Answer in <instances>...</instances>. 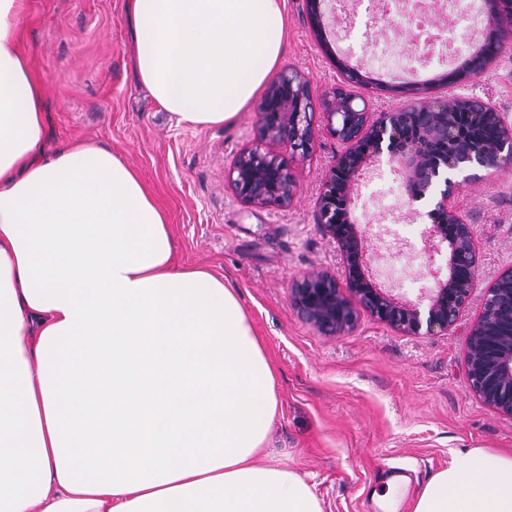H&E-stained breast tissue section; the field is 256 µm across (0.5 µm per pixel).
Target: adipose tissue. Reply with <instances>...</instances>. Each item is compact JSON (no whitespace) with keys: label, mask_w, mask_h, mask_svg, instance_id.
<instances>
[{"label":"adipose tissue","mask_w":512,"mask_h":512,"mask_svg":"<svg viewBox=\"0 0 512 512\" xmlns=\"http://www.w3.org/2000/svg\"><path fill=\"white\" fill-rule=\"evenodd\" d=\"M285 0H129L140 83L188 127L278 66ZM27 0H0V512H323L262 462L275 369L238 294L173 263L167 213L111 150L46 154ZM413 512H512V453L473 448Z\"/></svg>","instance_id":"1"}]
</instances>
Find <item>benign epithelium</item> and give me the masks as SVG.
Segmentation results:
<instances>
[{
	"label": "benign epithelium",
	"instance_id": "benign-epithelium-1",
	"mask_svg": "<svg viewBox=\"0 0 512 512\" xmlns=\"http://www.w3.org/2000/svg\"><path fill=\"white\" fill-rule=\"evenodd\" d=\"M323 2L306 0L308 23L319 38L326 30ZM486 14L492 26L498 28L512 19V4L496 0ZM338 68L343 83L322 99V119L325 131L344 146V151L336 156L323 184L318 223L350 264L347 288L365 311L407 333L417 334L423 328L429 333L444 332L456 325L471 297L477 264L470 224L455 204V190L462 182L453 180L452 174L475 166L498 169L511 161L512 126L505 123L492 101L458 98V104L474 102L481 114L498 120L503 139L493 151L468 145L441 159L434 146L439 142L453 145L458 138L448 101H413L400 109L374 114L368 111L365 99L350 90L352 85L367 84L369 77L360 66L344 59L339 60ZM316 112L317 101L309 80L297 71H284L269 84L258 105L259 138L285 147L291 157L304 161L310 157L314 144ZM384 152L388 153L389 163L400 171L409 202L426 197L435 200L429 212L433 224L423 235L424 253L435 281L434 287L427 289L429 305L424 313L419 304L400 300L365 274L363 253L367 237L350 205L364 166L379 161ZM228 184L245 205L262 208L290 203L296 190L283 155L257 145L239 153ZM444 247L449 248L448 277L442 279L434 265ZM459 269L466 270L467 276L458 277ZM504 279H512V268L484 289L482 312L469 330L467 366L474 394L500 413L512 416V335L491 333L496 323L512 319V293H500L499 284ZM292 299L301 316L323 333H342L357 318L336 275L326 270L305 274L292 288Z\"/></svg>",
	"mask_w": 512,
	"mask_h": 512
}]
</instances>
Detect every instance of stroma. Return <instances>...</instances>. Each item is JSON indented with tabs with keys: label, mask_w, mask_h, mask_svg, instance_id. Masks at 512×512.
Segmentation results:
<instances>
[{
	"label": "stroma",
	"mask_w": 512,
	"mask_h": 512,
	"mask_svg": "<svg viewBox=\"0 0 512 512\" xmlns=\"http://www.w3.org/2000/svg\"><path fill=\"white\" fill-rule=\"evenodd\" d=\"M127 3L31 0L25 39L43 80L48 143L110 148L168 213L175 265L203 267L239 293L277 370L279 408L266 456L305 478L324 512H383L378 494L390 468L409 471L413 495L447 467L452 452H512V418L471 393L466 358V330L481 312L484 288L512 268V170L476 169L456 195L478 263L455 327L411 334L362 310L348 332L325 334L299 314L292 288L314 269L347 276L343 256L317 222L322 184L341 145L316 129L311 156L291 165L295 199L282 208L244 205L227 178L240 149L256 142V105L229 125H176L137 81ZM285 23L280 66L308 78L317 97L341 81L336 55L349 53L358 64L368 43L410 39L396 17L370 32L360 24L347 38L331 33L319 41L305 0H287ZM445 71L437 64L392 76L373 68L359 93L373 112L414 96H479L512 125V35L483 77L437 85ZM404 197L392 165L377 162L357 186L356 216L360 225L384 226L377 243L387 258L369 260L370 277L414 302L434 284L419 260L431 205L423 200L395 211Z\"/></svg>",
	"instance_id": "1"
}]
</instances>
